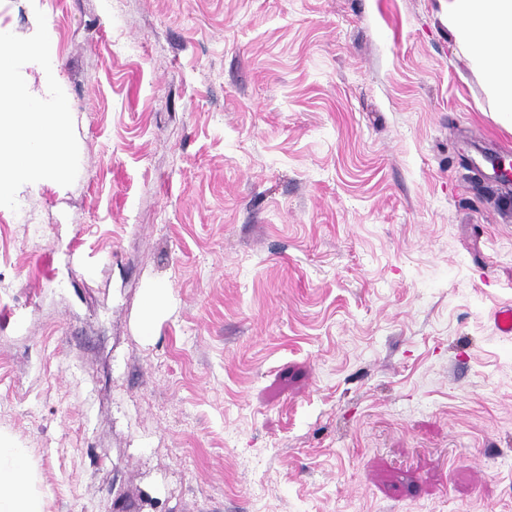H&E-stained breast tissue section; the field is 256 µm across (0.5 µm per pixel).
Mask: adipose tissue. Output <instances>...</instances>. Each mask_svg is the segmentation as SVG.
Here are the masks:
<instances>
[{"instance_id":"obj_1","label":"adipose tissue","mask_w":512,"mask_h":512,"mask_svg":"<svg viewBox=\"0 0 512 512\" xmlns=\"http://www.w3.org/2000/svg\"><path fill=\"white\" fill-rule=\"evenodd\" d=\"M448 26L470 54L494 101L496 121L512 124V50L502 37L512 31V0H448ZM29 451L0 434V512H44Z\"/></svg>"}]
</instances>
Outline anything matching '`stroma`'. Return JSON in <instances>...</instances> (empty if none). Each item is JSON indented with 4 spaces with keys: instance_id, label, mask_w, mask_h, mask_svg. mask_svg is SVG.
<instances>
[{
    "instance_id": "stroma-1",
    "label": "stroma",
    "mask_w": 512,
    "mask_h": 512,
    "mask_svg": "<svg viewBox=\"0 0 512 512\" xmlns=\"http://www.w3.org/2000/svg\"><path fill=\"white\" fill-rule=\"evenodd\" d=\"M39 11L79 173L0 209V431L46 512H512V130L448 0Z\"/></svg>"
}]
</instances>
